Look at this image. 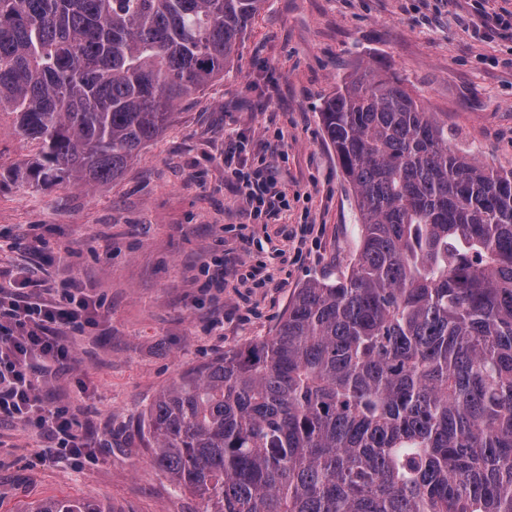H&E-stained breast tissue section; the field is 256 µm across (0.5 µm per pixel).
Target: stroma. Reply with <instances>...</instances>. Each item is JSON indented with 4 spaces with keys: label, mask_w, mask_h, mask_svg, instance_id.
Wrapping results in <instances>:
<instances>
[{
    "label": "stroma",
    "mask_w": 512,
    "mask_h": 512,
    "mask_svg": "<svg viewBox=\"0 0 512 512\" xmlns=\"http://www.w3.org/2000/svg\"><path fill=\"white\" fill-rule=\"evenodd\" d=\"M496 0H264L234 62L178 103L159 139L113 182L32 193L7 173L35 153L0 117V268L21 293L81 288L94 324L69 330L63 372L40 376L46 407L76 417L91 459L46 455L47 439L0 418V512L57 495L114 512H199L144 450L140 419L184 372L275 335L297 288L345 271L358 212L319 109L341 80L372 66L401 81L448 141L512 169V36L478 29ZM245 137L287 206L254 212L224 171ZM228 259L224 287L205 265ZM265 265L267 288L249 278Z\"/></svg>",
    "instance_id": "obj_1"
}]
</instances>
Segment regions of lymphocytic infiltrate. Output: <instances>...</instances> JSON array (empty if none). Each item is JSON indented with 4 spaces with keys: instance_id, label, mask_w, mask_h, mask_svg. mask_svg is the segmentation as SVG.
<instances>
[{
    "instance_id": "f902f5d3",
    "label": "lymphocytic infiltrate",
    "mask_w": 512,
    "mask_h": 512,
    "mask_svg": "<svg viewBox=\"0 0 512 512\" xmlns=\"http://www.w3.org/2000/svg\"><path fill=\"white\" fill-rule=\"evenodd\" d=\"M235 148H228L224 163L231 177L241 180L245 197L258 207H272L281 197L263 169L243 174L233 164ZM9 303L12 327L0 329V414L13 416L42 431L53 444H60L73 422L64 408H45L36 394L37 375L62 368L68 348L60 328H74L80 318L76 300L49 304L40 300L10 297L0 287V300Z\"/></svg>"
}]
</instances>
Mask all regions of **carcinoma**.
Returning a JSON list of instances; mask_svg holds the SVG:
<instances>
[{
    "label": "carcinoma",
    "mask_w": 512,
    "mask_h": 512,
    "mask_svg": "<svg viewBox=\"0 0 512 512\" xmlns=\"http://www.w3.org/2000/svg\"><path fill=\"white\" fill-rule=\"evenodd\" d=\"M263 0H0V114L39 191L119 178L224 77ZM359 213L348 270L275 335L180 375L140 431L200 512H512V170L375 69L324 100ZM30 512H112L50 496Z\"/></svg>",
    "instance_id": "carcinoma-1"
}]
</instances>
